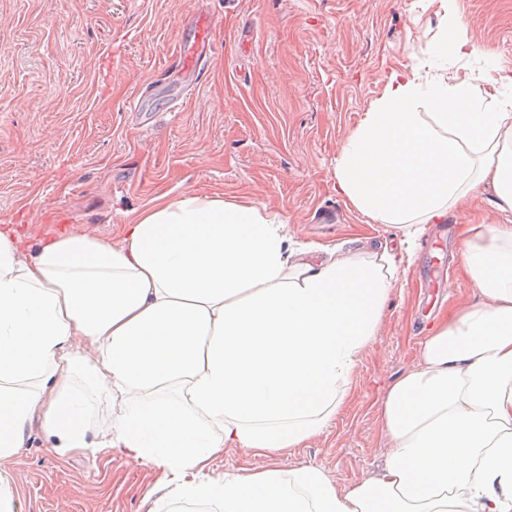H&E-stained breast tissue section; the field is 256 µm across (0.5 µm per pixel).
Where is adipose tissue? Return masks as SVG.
Segmentation results:
<instances>
[{
    "mask_svg": "<svg viewBox=\"0 0 512 512\" xmlns=\"http://www.w3.org/2000/svg\"><path fill=\"white\" fill-rule=\"evenodd\" d=\"M422 64L383 92L336 159V192L402 231L370 257L294 246L277 213L160 196L117 239L0 225V463L32 423L57 453L106 448L162 470L163 501L213 512H512V224H466L478 298L432 324L380 415L381 470L343 488L315 466L207 476L221 448L279 452L322 433L430 225L479 186L512 215V71L435 73L476 44L453 0ZM110 411L106 433L91 424Z\"/></svg>",
    "mask_w": 512,
    "mask_h": 512,
    "instance_id": "adipose-tissue-1",
    "label": "adipose tissue"
}]
</instances>
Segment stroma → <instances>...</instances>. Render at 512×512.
Here are the masks:
<instances>
[{
    "instance_id": "1",
    "label": "stroma",
    "mask_w": 512,
    "mask_h": 512,
    "mask_svg": "<svg viewBox=\"0 0 512 512\" xmlns=\"http://www.w3.org/2000/svg\"><path fill=\"white\" fill-rule=\"evenodd\" d=\"M476 56L512 70V0H455ZM214 37L206 77L188 90L160 70L194 14ZM440 0H0V224L116 238L132 211L185 191L267 206L293 241L369 256L401 232L338 196L336 157L382 91L383 73L417 64L440 34ZM489 191L431 225L395 285L321 434L281 453L227 448L207 474L301 464L347 486L373 476L393 443L387 386L418 361L437 313L477 298L460 272V224L496 223ZM5 470L24 512H148L159 473L107 450L57 455L40 428Z\"/></svg>"
}]
</instances>
